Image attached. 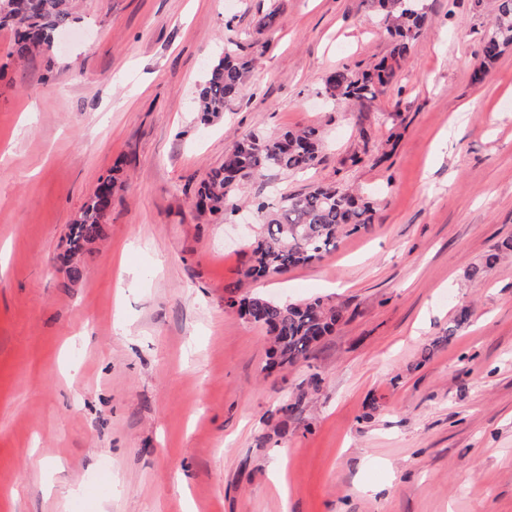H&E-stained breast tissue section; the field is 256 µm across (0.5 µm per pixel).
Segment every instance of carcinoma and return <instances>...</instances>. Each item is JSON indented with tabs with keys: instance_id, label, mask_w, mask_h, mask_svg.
I'll use <instances>...</instances> for the list:
<instances>
[{
	"instance_id": "carcinoma-1",
	"label": "carcinoma",
	"mask_w": 512,
	"mask_h": 512,
	"mask_svg": "<svg viewBox=\"0 0 512 512\" xmlns=\"http://www.w3.org/2000/svg\"><path fill=\"white\" fill-rule=\"evenodd\" d=\"M392 37L391 61H382L361 74L338 70L324 83L325 92L344 101L376 99L393 82L395 64L409 52L427 23L416 0H374ZM72 21L69 0H0V29L15 32L12 54L23 60L37 50L52 49L56 35ZM512 45V0H500L498 15L482 43L483 66L494 63ZM249 69L235 51L226 49L209 65L198 92L197 112L204 122L224 112L237 98ZM323 138L315 127L288 130L279 136L249 135L239 140L196 188L195 206L201 213L227 211L229 194L238 183L265 170L303 173L319 160ZM115 178L107 176L85 200L69 233L70 256L104 237L107 209ZM262 231L250 245L243 276L262 278L311 264L336 250L341 237L367 233L375 224L376 209L362 196L335 187L314 186L256 207ZM512 252V242L474 267L469 277L479 278L487 268ZM242 318L264 329L270 346L265 370L276 372L308 358L313 348L331 335L344 317V309L322 299L282 303L262 295L228 297Z\"/></svg>"
}]
</instances>
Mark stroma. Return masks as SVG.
<instances>
[{"label":"stroma","instance_id":"obj_1","mask_svg":"<svg viewBox=\"0 0 512 512\" xmlns=\"http://www.w3.org/2000/svg\"><path fill=\"white\" fill-rule=\"evenodd\" d=\"M423 3L392 85L356 103L323 80L388 58L372 0H72L67 41L23 61L0 30V512H512V253L468 277L512 237V46L474 81L498 0ZM228 46L250 68L205 125ZM306 126L314 168L233 202L353 188L374 227L247 280L255 228L199 213L195 188L239 139ZM114 170L70 282L69 228ZM232 286L345 319L270 376Z\"/></svg>","mask_w":512,"mask_h":512}]
</instances>
